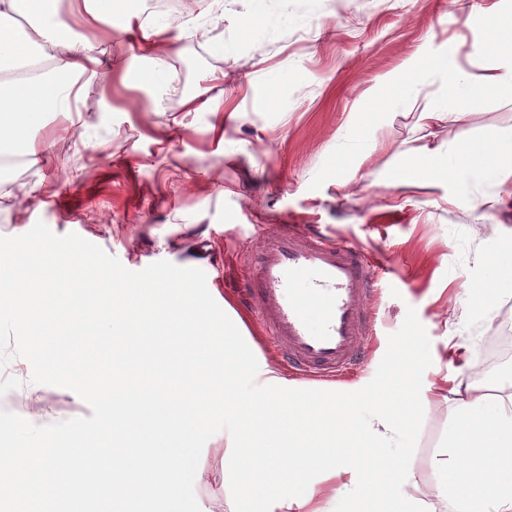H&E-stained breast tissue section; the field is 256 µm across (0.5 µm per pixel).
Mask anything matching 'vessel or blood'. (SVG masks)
Segmentation results:
<instances>
[{
  "instance_id": "b4317fda",
  "label": "vessel or blood",
  "mask_w": 512,
  "mask_h": 512,
  "mask_svg": "<svg viewBox=\"0 0 512 512\" xmlns=\"http://www.w3.org/2000/svg\"><path fill=\"white\" fill-rule=\"evenodd\" d=\"M382 274L346 239L281 224L263 233L241 296L296 375L328 380L362 361L374 331L364 299L377 293Z\"/></svg>"
}]
</instances>
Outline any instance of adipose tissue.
Listing matches in <instances>:
<instances>
[{
  "label": "adipose tissue",
  "instance_id": "1",
  "mask_svg": "<svg viewBox=\"0 0 512 512\" xmlns=\"http://www.w3.org/2000/svg\"><path fill=\"white\" fill-rule=\"evenodd\" d=\"M55 0H0V74L28 66L32 50L52 48L53 64L33 79L0 77V155L38 149L34 129L55 112L69 110L78 80L96 60L99 25L116 12L115 0H74L85 13L84 33L73 39L62 29ZM24 30H17L16 15ZM42 264L23 267L15 288L0 291V319L26 332L46 328L60 335L75 328L112 326L116 336L142 323L153 307L165 310L169 335L162 349L120 351L108 362L73 364L38 342L43 369L64 378L75 394H86L102 376L126 382L125 392L101 402L99 416L115 432L136 427L134 448L113 453L93 447L76 421L47 425L38 440L23 438L9 422L0 423V506L8 512H40L61 484L85 476V490L125 493L126 477L136 474L141 495L180 501L186 475L220 485L227 512H328L326 498H340L345 512H512V392L492 396L464 376L437 375L429 390L406 366L403 381L370 386L361 382L300 385L266 360L245 359L234 337H249L246 316L225 307L223 319L204 304L173 291L151 302L144 289L120 285L107 276L93 293V307L75 309L73 292L87 278L80 256H60L46 243ZM491 267L493 287L479 291L487 307L512 290V237L503 238ZM224 334H216V323ZM256 378L247 400H238L234 382ZM447 403L452 415L446 440L443 485L424 490L406 457L390 448L411 439L416 412L431 397ZM224 409L237 428L224 438L220 466L199 464L189 446L195 421ZM42 448V456L31 454Z\"/></svg>",
  "mask_w": 512,
  "mask_h": 512
}]
</instances>
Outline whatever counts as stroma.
Here are the masks:
<instances>
[{"mask_svg": "<svg viewBox=\"0 0 512 512\" xmlns=\"http://www.w3.org/2000/svg\"><path fill=\"white\" fill-rule=\"evenodd\" d=\"M167 36V65L194 84L190 97L123 80L140 44L101 24L102 66L70 112L36 131L38 163L0 182V267L40 263L51 242L88 259V280L111 272L215 310L239 304L240 258L259 226L320 225L384 265L370 350L348 379L399 372L424 336L420 386L446 372L451 340L482 359L485 392L512 383V356L493 360L494 339L512 332V293L491 311L474 295L488 275L480 254L512 234V178L470 175L465 155L491 130L512 146V93L476 83L462 97L450 79L512 51V0H226L220 15L202 0ZM189 98L198 111L185 112ZM424 111L462 118L430 130ZM426 147L457 155L438 190L413 164ZM357 153L367 160L350 186ZM495 190L505 205L472 207ZM1 396L31 437L52 422L99 424L96 397L43 373L29 336L7 320ZM230 423L216 415L193 428L200 464L219 463ZM448 427L447 404L430 400L413 441L391 449L414 458L423 486L444 481L433 460Z\"/></svg>", "mask_w": 512, "mask_h": 512, "instance_id": "stroma-1", "label": "stroma"}]
</instances>
